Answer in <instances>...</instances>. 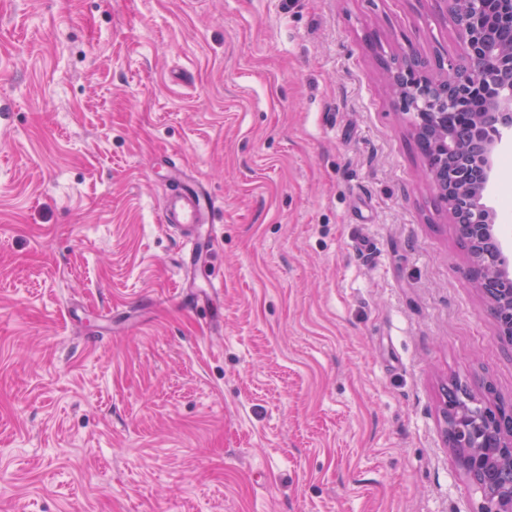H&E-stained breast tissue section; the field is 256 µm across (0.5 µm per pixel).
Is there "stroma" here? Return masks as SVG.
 Wrapping results in <instances>:
<instances>
[{
	"instance_id": "35a3bbf8",
	"label": "stroma",
	"mask_w": 512,
	"mask_h": 512,
	"mask_svg": "<svg viewBox=\"0 0 512 512\" xmlns=\"http://www.w3.org/2000/svg\"><path fill=\"white\" fill-rule=\"evenodd\" d=\"M409 46L462 53L432 0H0V512L478 505L444 390L512 404V348ZM175 165L208 224H163Z\"/></svg>"
}]
</instances>
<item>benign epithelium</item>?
<instances>
[{"label":"benign epithelium","mask_w":512,"mask_h":512,"mask_svg":"<svg viewBox=\"0 0 512 512\" xmlns=\"http://www.w3.org/2000/svg\"><path fill=\"white\" fill-rule=\"evenodd\" d=\"M451 17L464 45L454 61L404 53L384 69L401 111L412 116L413 135L428 146V171L448 215L465 242L469 276L490 303L497 336L512 347V273L501 262L497 215L485 195L498 152L512 139V39L492 43L502 30L512 36V0H434ZM478 71H494L484 83ZM446 442L482 495L467 512H512V404H482L470 393L445 407Z\"/></svg>","instance_id":"7a95c632"}]
</instances>
